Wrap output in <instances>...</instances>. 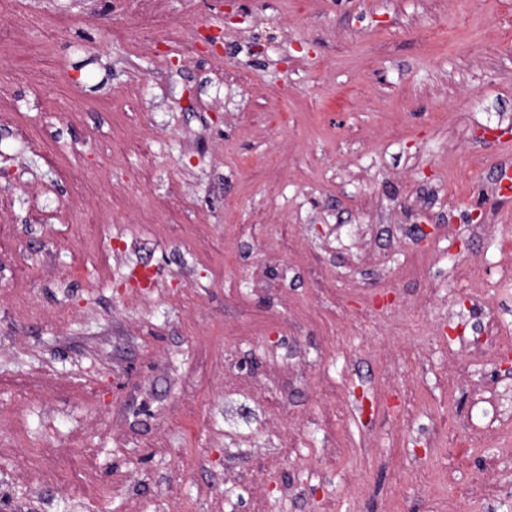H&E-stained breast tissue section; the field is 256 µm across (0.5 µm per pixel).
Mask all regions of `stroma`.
<instances>
[{"mask_svg": "<svg viewBox=\"0 0 512 512\" xmlns=\"http://www.w3.org/2000/svg\"><path fill=\"white\" fill-rule=\"evenodd\" d=\"M18 2L33 17L29 38L52 46L32 65L57 80L19 85L0 49V89H17V122L36 132L21 143L0 127V199L12 204L13 246L34 265L22 287L41 310L9 315L14 284L0 279V380L39 372L98 383L96 403L61 395L24 409L31 437L98 449L100 476L114 482L104 512H170L174 498L191 512H253L259 483L265 512H356L351 471L366 478L369 512H403L419 470L439 474L445 498L478 480L417 442L430 413L457 431L468 423L463 399L440 385L444 353L427 374L406 368L427 413L396 425L383 403L394 389L372 355L378 333L335 332V303L312 288L315 267L329 268L345 307L358 304L345 288L357 264L348 224L428 225L425 241L381 260L399 272L412 254H434L430 276L451 299L464 288L449 281V260L496 274L495 242L469 240L466 226L482 217L512 242V196L494 190L512 163V0H175L188 25L227 38L218 91L207 64L134 57L83 25L74 38L55 35L58 9L101 15L103 0ZM46 142L112 196V222L86 248L59 241L68 190L43 160ZM172 191L184 194L179 223L132 221ZM232 224L263 225L265 243L300 233L310 265L290 269L278 293L254 292L253 258L232 244ZM116 238L137 246L159 288L186 289L187 303L141 302L123 264L97 278L96 257ZM60 307L74 313L63 328L52 320ZM289 361L310 365V384H296ZM241 362L271 393L287 392L295 448L281 447L248 391L215 383ZM357 373L380 401L370 423L324 424L316 379ZM116 407L132 419L123 448L110 436ZM334 443L352 447L334 469L297 466Z\"/></svg>", "mask_w": 512, "mask_h": 512, "instance_id": "obj_1", "label": "stroma"}]
</instances>
